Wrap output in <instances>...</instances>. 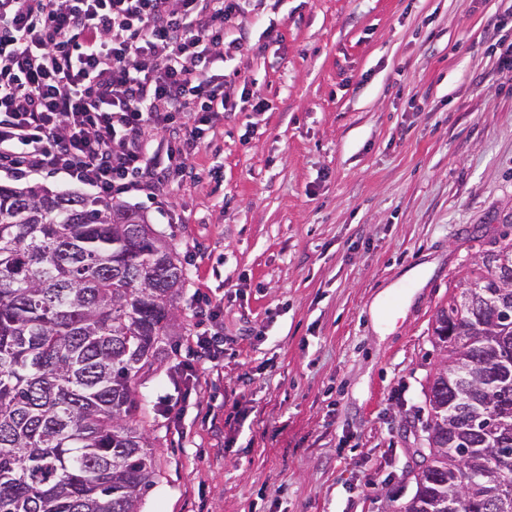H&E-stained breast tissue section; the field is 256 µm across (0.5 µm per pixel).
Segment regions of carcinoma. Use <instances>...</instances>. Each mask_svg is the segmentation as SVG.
Instances as JSON below:
<instances>
[{"label": "carcinoma", "instance_id": "carcinoma-1", "mask_svg": "<svg viewBox=\"0 0 512 512\" xmlns=\"http://www.w3.org/2000/svg\"><path fill=\"white\" fill-rule=\"evenodd\" d=\"M476 297L501 323L468 344L464 293L438 309L434 347L445 353L426 392L427 448L416 490L398 512H444L456 454L480 433L499 447L470 457L478 479L463 512H512V224L480 250ZM185 269L147 216L126 204L36 184L0 185V512H139L155 459L139 428L136 383L159 365L174 328ZM471 357L507 381L492 395L501 425L448 401L444 374Z\"/></svg>", "mask_w": 512, "mask_h": 512}]
</instances>
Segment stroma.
<instances>
[{
	"label": "stroma",
	"instance_id": "stroma-1",
	"mask_svg": "<svg viewBox=\"0 0 512 512\" xmlns=\"http://www.w3.org/2000/svg\"><path fill=\"white\" fill-rule=\"evenodd\" d=\"M246 23L194 180L123 198L186 273L136 385L157 460L140 512H396L436 310L512 222V0H251Z\"/></svg>",
	"mask_w": 512,
	"mask_h": 512
}]
</instances>
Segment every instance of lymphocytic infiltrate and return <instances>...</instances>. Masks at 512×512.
Here are the masks:
<instances>
[{"label": "lymphocytic infiltrate", "mask_w": 512, "mask_h": 512, "mask_svg": "<svg viewBox=\"0 0 512 512\" xmlns=\"http://www.w3.org/2000/svg\"><path fill=\"white\" fill-rule=\"evenodd\" d=\"M247 0H0V169L116 196L184 178Z\"/></svg>", "instance_id": "lymphocytic-infiltrate-1"}]
</instances>
